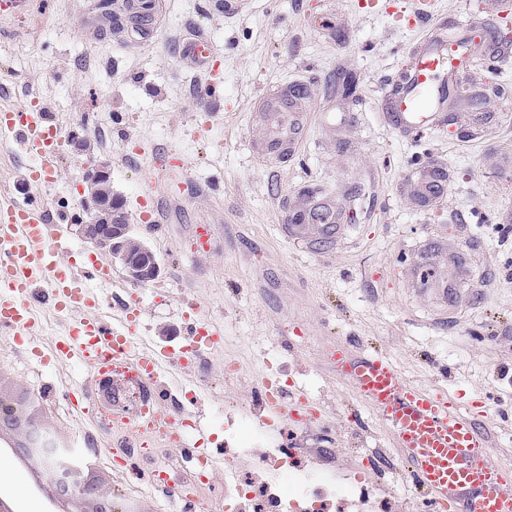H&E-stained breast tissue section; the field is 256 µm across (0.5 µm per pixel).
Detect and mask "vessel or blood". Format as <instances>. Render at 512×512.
I'll return each instance as SVG.
<instances>
[{
	"label": "vessel or blood",
	"instance_id": "b4317fda",
	"mask_svg": "<svg viewBox=\"0 0 512 512\" xmlns=\"http://www.w3.org/2000/svg\"><path fill=\"white\" fill-rule=\"evenodd\" d=\"M454 39L437 37L411 51L410 64L398 87L382 107L400 131L421 133L441 125L447 112L448 93L468 64L467 46L479 26L477 16L452 21ZM204 72H211L210 44L197 37L183 48ZM0 132L31 155L24 177L34 190L55 180L61 158L62 127L50 117V107L40 101L31 108L0 112ZM43 204L30 200L0 202V333L34 335L35 310L53 308L71 317V326L56 338L51 355L77 363L84 373L80 385L65 392L73 409L89 415L104 432H132L137 447L155 448L171 432L178 409L171 390L161 378L163 365L187 368L181 350L153 346L133 351L129 329L139 315L138 304L117 297L124 320L114 323L94 312L91 283L108 287L112 270L98 262L62 263L58 256L66 244L60 229ZM336 372L350 380L369 409L392 428L396 446L406 465L404 479L422 495L429 512H512V469L499 464L492 435L482 426L480 413L490 412L491 402L477 407L459 405L447 392L411 383L386 354L374 350L352 357L346 345L334 355ZM139 380L144 396L155 411L145 419L135 414L102 415V396L113 374ZM259 399L271 418L297 415L293 400L270 397L268 380L259 383ZM146 482L164 496L195 504L196 494L158 481L145 473Z\"/></svg>",
	"mask_w": 512,
	"mask_h": 512
}]
</instances>
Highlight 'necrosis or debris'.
Instances as JSON below:
<instances>
[{
	"mask_svg": "<svg viewBox=\"0 0 512 512\" xmlns=\"http://www.w3.org/2000/svg\"><path fill=\"white\" fill-rule=\"evenodd\" d=\"M240 411L249 431L224 462V512H397L391 458L371 452L360 468L336 448H282L260 435L258 405Z\"/></svg>",
	"mask_w": 512,
	"mask_h": 512,
	"instance_id": "necrosis-or-debris-1",
	"label": "necrosis or debris"
}]
</instances>
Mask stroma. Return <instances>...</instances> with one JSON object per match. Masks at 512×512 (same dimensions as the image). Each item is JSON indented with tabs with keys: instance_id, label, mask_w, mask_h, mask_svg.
<instances>
[{
	"instance_id": "stroma-1",
	"label": "stroma",
	"mask_w": 512,
	"mask_h": 512,
	"mask_svg": "<svg viewBox=\"0 0 512 512\" xmlns=\"http://www.w3.org/2000/svg\"><path fill=\"white\" fill-rule=\"evenodd\" d=\"M40 2L30 17L0 11V109L34 93L63 123L60 168L42 192L66 223L61 260L88 249L69 218L87 167L106 162L161 267L156 284L125 283L139 335L175 345L192 307L220 328L214 360L168 380L212 438L237 446L238 420L224 414L231 359L245 381L285 375L319 404L309 437L283 421L269 429L275 440L346 448L356 412L365 450L391 447L389 426L336 375L331 349L348 338L353 355L382 349L413 384L499 400L492 443L512 465V13L494 0H434L440 17L484 21L474 83L449 99L447 123L404 136L381 100L432 32L408 25L416 0H234L227 11L218 0H164L149 39L101 28L97 0ZM198 34L210 42L216 97L178 48ZM281 138L292 150H267ZM168 157L185 178L170 183L157 234L139 197L167 176ZM199 224L214 229L212 252L194 248ZM41 323L42 345L67 326L48 308ZM284 338L293 351L280 349ZM31 343L0 334V367L77 443L87 421L43 385L64 391L79 373L64 361L36 365Z\"/></svg>"
}]
</instances>
